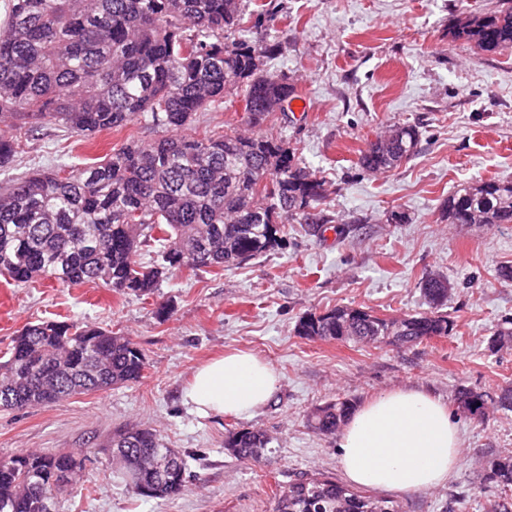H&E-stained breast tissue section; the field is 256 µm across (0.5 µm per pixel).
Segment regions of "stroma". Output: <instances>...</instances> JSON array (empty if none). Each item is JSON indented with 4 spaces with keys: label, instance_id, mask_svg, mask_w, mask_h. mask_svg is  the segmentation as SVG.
Here are the masks:
<instances>
[{
    "label": "stroma",
    "instance_id": "35a3bbf8",
    "mask_svg": "<svg viewBox=\"0 0 512 512\" xmlns=\"http://www.w3.org/2000/svg\"><path fill=\"white\" fill-rule=\"evenodd\" d=\"M495 2L282 0L253 36L279 43L269 67L288 73L308 107L269 130L328 181L326 231L282 225L267 253L229 270H183L149 297L93 284L18 287L0 277V351L26 324L57 320L128 336L147 359L139 382L0 411V458L75 453L86 491L63 494L56 512H272L276 486L317 470L345 478L337 436L315 433L311 411L418 387L447 407L461 454L444 486L396 492L393 500L403 512H485L494 490L483 482V465L512 452V410L493 401L480 422L462 412L456 392L463 386L495 398L512 389V349H488L497 325L512 318V284L498 277L512 266V224H451L442 208L459 184L512 179V49L481 52L451 35L459 19ZM398 124L418 127L419 155L388 173L364 171L361 151ZM154 135L141 120L79 144L46 126L20 168L76 169L128 137ZM430 275L453 285L441 309L454 323L449 335L363 347L295 332L305 313L336 306L380 317L425 311L420 283ZM162 304L168 314H158ZM235 349L279 371L278 393L250 418L190 414L180 394L194 369ZM129 427L157 430L187 461L194 480L183 495L137 496L113 476L104 443ZM255 429L271 439L263 462L226 450L233 433Z\"/></svg>",
    "mask_w": 512,
    "mask_h": 512
}]
</instances>
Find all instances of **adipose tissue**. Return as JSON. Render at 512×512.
Segmentation results:
<instances>
[{
    "label": "adipose tissue",
    "instance_id": "adipose-tissue-1",
    "mask_svg": "<svg viewBox=\"0 0 512 512\" xmlns=\"http://www.w3.org/2000/svg\"><path fill=\"white\" fill-rule=\"evenodd\" d=\"M279 389L274 367L248 350L215 357L193 372L182 401L199 417L251 416ZM348 481L376 490L410 493L447 482L460 453L447 407L403 387L357 409L338 438Z\"/></svg>",
    "mask_w": 512,
    "mask_h": 512
}]
</instances>
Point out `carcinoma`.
Segmentation results:
<instances>
[{
    "instance_id": "obj_1",
    "label": "carcinoma",
    "mask_w": 512,
    "mask_h": 512,
    "mask_svg": "<svg viewBox=\"0 0 512 512\" xmlns=\"http://www.w3.org/2000/svg\"><path fill=\"white\" fill-rule=\"evenodd\" d=\"M269 4L246 0H7L0 20V174L16 167L23 146L42 126L78 140L119 131L144 118L157 136L127 139L99 162L76 170H36L0 181V274L15 283H93L119 295L148 296L182 268L237 266L277 243L278 225L311 233L330 223L321 208L326 182L297 148L262 132L287 116L296 88L270 70L276 43L244 35L245 16ZM484 52L512 48V6L488 9L453 32ZM242 104L243 132L186 136L195 116L224 101ZM412 125L388 129L361 156L373 172L398 168L418 155ZM450 224H512V181L460 185L443 205ZM159 243L156 260L136 261L141 246ZM438 305L450 283L437 275L421 284ZM301 336L354 344H416L446 336L453 322L437 311L379 317L341 306L309 312ZM512 346V319L490 348ZM0 362V410H20L139 381L144 353L127 336L92 324L46 320L26 325ZM462 409L483 419V396L462 388ZM348 400L317 408L310 426L336 433L352 414ZM270 443L261 430L235 433L227 447L258 461ZM122 455L120 478L140 496L172 498L190 474L183 458L161 475L150 457L163 449L152 428L120 430L108 442ZM500 492L487 512H509L512 454L484 467ZM69 482H63L65 474ZM81 474L65 452H19L0 458V512H45L54 499L80 491ZM273 512H402L387 498L355 490L319 473L282 487Z\"/></svg>"
}]
</instances>
